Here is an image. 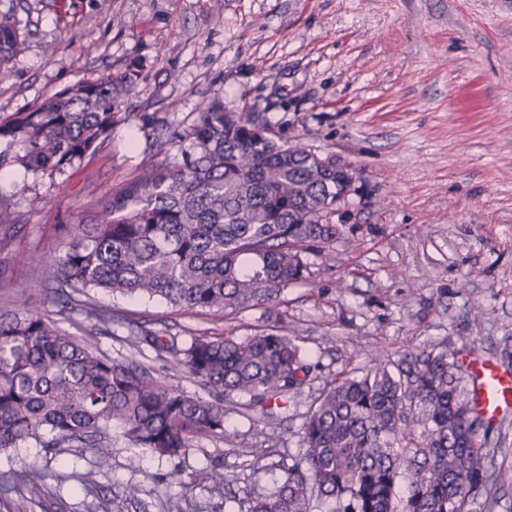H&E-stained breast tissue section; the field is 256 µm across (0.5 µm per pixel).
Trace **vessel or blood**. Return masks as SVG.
<instances>
[{"label": "vessel or blood", "instance_id": "vessel-or-blood-1", "mask_svg": "<svg viewBox=\"0 0 512 512\" xmlns=\"http://www.w3.org/2000/svg\"><path fill=\"white\" fill-rule=\"evenodd\" d=\"M467 364L479 412L491 421L512 414V373L501 370L493 361L482 357L468 358Z\"/></svg>", "mask_w": 512, "mask_h": 512}]
</instances>
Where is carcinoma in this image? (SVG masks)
I'll use <instances>...</instances> for the list:
<instances>
[{
    "label": "carcinoma",
    "mask_w": 512,
    "mask_h": 512,
    "mask_svg": "<svg viewBox=\"0 0 512 512\" xmlns=\"http://www.w3.org/2000/svg\"><path fill=\"white\" fill-rule=\"evenodd\" d=\"M21 51L17 28L1 20L0 84ZM137 78L101 74L0 121V140L23 144L20 153L0 152V168L52 178L81 164L106 142L116 103ZM139 121L147 149L177 155L115 188L45 268L62 292L57 315L83 313L96 335L79 341L28 305L0 312L1 449L92 448L105 462L115 427L134 446L174 457L202 437L224 436V401L241 397L244 414L270 421L276 400L308 376L310 364L277 320L244 338L184 345L128 322L136 343L184 365L205 397L96 351L114 319L98 293L226 316L255 307L274 314L284 290L309 278L304 254L342 234L332 218L355 177L218 100L181 131L147 114ZM22 217L14 197L0 193V249ZM460 354L446 345L407 350L327 383L302 424L300 457L266 465L283 475L245 512H471L498 477L486 467L480 431L488 423L470 403ZM45 477L22 470L11 479L27 486ZM191 482L218 486L224 473L204 467Z\"/></svg>",
    "instance_id": "carcinoma-1"
}]
</instances>
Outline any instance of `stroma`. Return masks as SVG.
<instances>
[{
	"label": "stroma",
	"instance_id": "stroma-1",
	"mask_svg": "<svg viewBox=\"0 0 512 512\" xmlns=\"http://www.w3.org/2000/svg\"><path fill=\"white\" fill-rule=\"evenodd\" d=\"M1 19L25 49L0 86V121L102 73L141 78L82 164L51 179L0 170V192L41 199L0 250V307L55 316L35 259L60 256L96 201L161 162L140 144L141 114L183 128L218 99L360 177L333 218L342 235L308 253L309 279L281 297V324L313 370L273 425L230 401L225 437L175 457L117 432L104 464L84 448L0 450V512H166L175 497L184 512H238L271 488L265 464L300 453L325 384L369 358L445 342L512 371V0H0ZM104 302L117 324L99 351L199 396L182 365L133 346L123 320L182 343L270 323L260 308L226 317L118 293ZM483 450L509 480L476 512H512V416L490 426ZM205 466L224 484L190 483ZM33 468L44 481L13 489L12 473Z\"/></svg>",
	"mask_w": 512,
	"mask_h": 512
}]
</instances>
